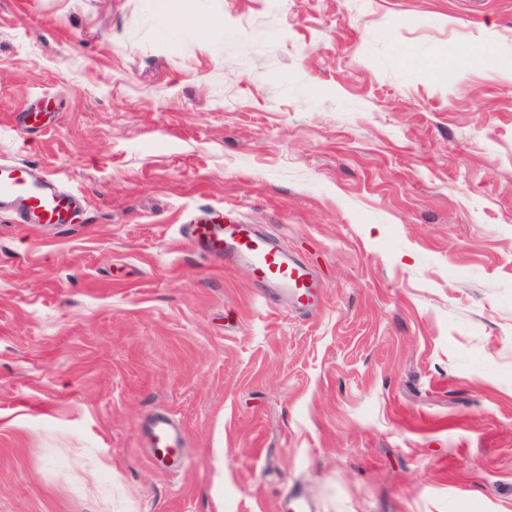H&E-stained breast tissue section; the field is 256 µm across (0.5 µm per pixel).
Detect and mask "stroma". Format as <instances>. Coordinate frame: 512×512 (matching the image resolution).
<instances>
[{
	"label": "stroma",
	"mask_w": 512,
	"mask_h": 512,
	"mask_svg": "<svg viewBox=\"0 0 512 512\" xmlns=\"http://www.w3.org/2000/svg\"><path fill=\"white\" fill-rule=\"evenodd\" d=\"M1 157L84 207L0 210V512H512V0H0ZM223 220L220 211L203 210L194 224L183 227L185 236L216 263L246 266L257 287L286 295L295 309L318 308L322 288L306 263L251 224H224ZM147 448H151L153 462L165 473L178 470L185 453L183 429L168 415L155 413L144 425Z\"/></svg>",
	"instance_id": "35a3bbf8"
}]
</instances>
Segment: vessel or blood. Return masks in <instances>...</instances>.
I'll use <instances>...</instances> for the list:
<instances>
[{"label":"vessel or blood","instance_id":"1","mask_svg":"<svg viewBox=\"0 0 512 512\" xmlns=\"http://www.w3.org/2000/svg\"><path fill=\"white\" fill-rule=\"evenodd\" d=\"M82 206V197L53 174L22 161L0 159V210H9L16 223L70 224ZM184 233L212 261L246 266L257 287L286 295L295 309L318 308L322 288L311 268L251 225L225 222L220 211L209 209L195 223L185 225ZM144 437L155 465L167 473L178 470L185 453L180 425L158 412L146 420Z\"/></svg>","mask_w":512,"mask_h":512}]
</instances>
